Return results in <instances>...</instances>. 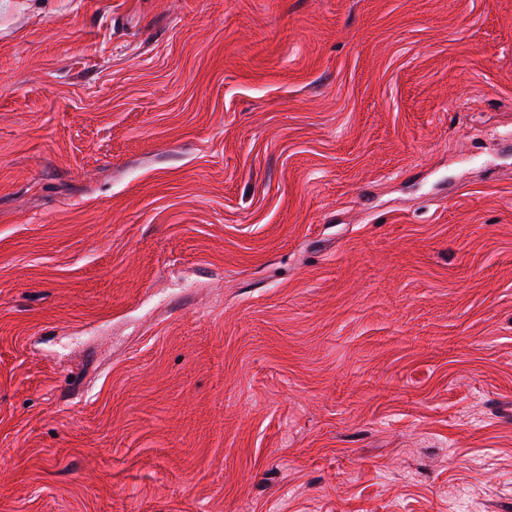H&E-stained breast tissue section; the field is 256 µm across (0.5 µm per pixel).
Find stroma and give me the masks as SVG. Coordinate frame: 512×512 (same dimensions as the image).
<instances>
[{"label": "stroma", "instance_id": "stroma-1", "mask_svg": "<svg viewBox=\"0 0 512 512\" xmlns=\"http://www.w3.org/2000/svg\"><path fill=\"white\" fill-rule=\"evenodd\" d=\"M512 512V0H0V512Z\"/></svg>", "mask_w": 512, "mask_h": 512}]
</instances>
